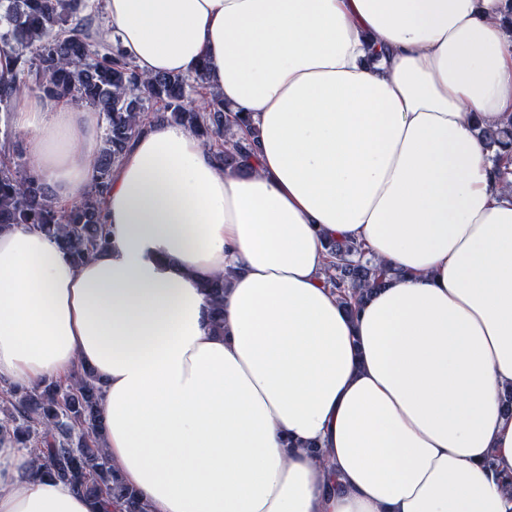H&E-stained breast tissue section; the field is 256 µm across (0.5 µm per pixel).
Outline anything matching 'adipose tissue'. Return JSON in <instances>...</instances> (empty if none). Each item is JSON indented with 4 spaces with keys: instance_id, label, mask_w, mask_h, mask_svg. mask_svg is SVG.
I'll use <instances>...</instances> for the list:
<instances>
[{
    "instance_id": "obj_1",
    "label": "adipose tissue",
    "mask_w": 512,
    "mask_h": 512,
    "mask_svg": "<svg viewBox=\"0 0 512 512\" xmlns=\"http://www.w3.org/2000/svg\"><path fill=\"white\" fill-rule=\"evenodd\" d=\"M145 76L207 63L253 169L158 121L112 173L81 266L0 233V378L85 365L104 444L153 512H512V184L482 127L512 114L505 0H104ZM56 205L91 185L98 113L23 92ZM402 273L357 313L326 242ZM227 277L224 330L204 281ZM0 512H90L0 435Z\"/></svg>"
}]
</instances>
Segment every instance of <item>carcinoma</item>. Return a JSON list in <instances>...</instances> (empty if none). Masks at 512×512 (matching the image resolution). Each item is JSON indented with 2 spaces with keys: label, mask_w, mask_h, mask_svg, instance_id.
Instances as JSON below:
<instances>
[{
  "label": "carcinoma",
  "mask_w": 512,
  "mask_h": 512,
  "mask_svg": "<svg viewBox=\"0 0 512 512\" xmlns=\"http://www.w3.org/2000/svg\"><path fill=\"white\" fill-rule=\"evenodd\" d=\"M99 18L87 0H0V53L11 54L10 78H0V105L7 107L27 90L34 94L90 106L104 120L103 147L92 161L94 180L67 210L57 209L46 184L27 164L23 139L8 142L0 159V232L18 225L49 235L72 263L82 265L108 244L102 204L112 171L131 142L151 123L163 119L153 110L163 104L170 118L191 129L207 146L217 142L215 159L223 167L246 166L255 142L231 132L223 99L212 93L204 108L193 107L191 93L207 88L206 66L192 75H141L114 45L100 46L91 27ZM491 174L512 176V116L480 130ZM331 258L325 283L350 312L398 271L371 260L354 241L328 242ZM213 326L224 328V276L203 284ZM102 387L81 369L68 383L28 387L0 381V399L8 402L0 434L31 451L36 473L70 485L88 501L91 512H152L149 503L120 478L103 445Z\"/></svg>",
  "instance_id": "1"
}]
</instances>
